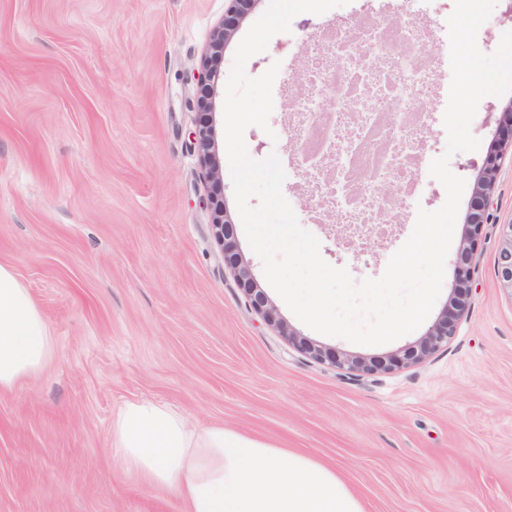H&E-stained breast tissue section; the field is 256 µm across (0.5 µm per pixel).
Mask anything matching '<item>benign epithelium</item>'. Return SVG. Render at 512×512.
Instances as JSON below:
<instances>
[{
  "label": "benign epithelium",
  "instance_id": "benign-epithelium-1",
  "mask_svg": "<svg viewBox=\"0 0 512 512\" xmlns=\"http://www.w3.org/2000/svg\"><path fill=\"white\" fill-rule=\"evenodd\" d=\"M255 3L257 0H225L224 19L212 34L202 63L203 76L198 81L195 94L196 107L204 120L196 127L194 140L209 191L207 205L211 211V232L221 248L224 267L234 275L238 288L242 290L252 309L268 324L277 328L288 339V343L316 361L365 374L386 373L403 366L420 364L448 345L468 312L477 242L484 224L490 220L489 207L502 157L507 150H512V107L500 113L498 139L479 167L470 212L464 224L455 260L456 287L437 320L415 345L405 349L401 355L392 353L385 356H353L318 345L292 331L280 317L266 292L253 277L249 263L244 260L236 240L234 224L226 219L224 210L221 161L217 151L215 128L210 123L209 116L212 115L217 84L223 74L224 45L234 37ZM495 265L500 287L512 296V222L501 227Z\"/></svg>",
  "mask_w": 512,
  "mask_h": 512
}]
</instances>
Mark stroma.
I'll use <instances>...</instances> for the list:
<instances>
[{"instance_id": "35a3bbf8", "label": "stroma", "mask_w": 512, "mask_h": 512, "mask_svg": "<svg viewBox=\"0 0 512 512\" xmlns=\"http://www.w3.org/2000/svg\"><path fill=\"white\" fill-rule=\"evenodd\" d=\"M399 0H350L302 13L245 65L272 63L268 129H246L249 157L277 155L282 191L320 255L354 281L380 278L419 210L446 200L429 174L447 145L450 49L441 28L454 0H428L413 24L433 54L415 200L366 238L362 254L331 223L295 164L288 104L321 34L392 15ZM224 0H0V261L49 323L56 358L0 395V512H184L177 495L125 472L109 452L126 401L164 402L201 424L240 428L335 466L366 512H512V296L494 261L512 222L505 157L478 243L470 307L448 345L418 365L359 374L298 351L252 310L224 269L191 133L202 58ZM512 93L484 97L471 124L478 150L465 179V223L478 168ZM283 320L348 354L405 350L416 329L363 346L304 325L276 292Z\"/></svg>"}]
</instances>
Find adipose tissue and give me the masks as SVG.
<instances>
[{
    "instance_id": "obj_1",
    "label": "adipose tissue",
    "mask_w": 512,
    "mask_h": 512,
    "mask_svg": "<svg viewBox=\"0 0 512 512\" xmlns=\"http://www.w3.org/2000/svg\"><path fill=\"white\" fill-rule=\"evenodd\" d=\"M54 358L47 320L0 262V394L36 379ZM109 451L124 471L180 495L186 512H365L334 466L221 424H190L151 399L119 407Z\"/></svg>"
}]
</instances>
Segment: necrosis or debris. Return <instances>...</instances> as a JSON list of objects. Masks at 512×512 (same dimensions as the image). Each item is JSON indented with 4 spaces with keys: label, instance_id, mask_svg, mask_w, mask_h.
<instances>
[{
    "label": "necrosis or debris",
    "instance_id": "4bbe7bcc",
    "mask_svg": "<svg viewBox=\"0 0 512 512\" xmlns=\"http://www.w3.org/2000/svg\"><path fill=\"white\" fill-rule=\"evenodd\" d=\"M418 40L403 12L352 34L327 36L330 54L309 61L312 79L293 106L302 116L297 137L310 145L302 157L313 174H336L330 199L337 223L353 224L387 207L384 186L416 180L412 160L419 140L408 117L411 102L430 88V76L417 62ZM368 49L385 57V72L363 68L361 55Z\"/></svg>",
    "mask_w": 512,
    "mask_h": 512
}]
</instances>
